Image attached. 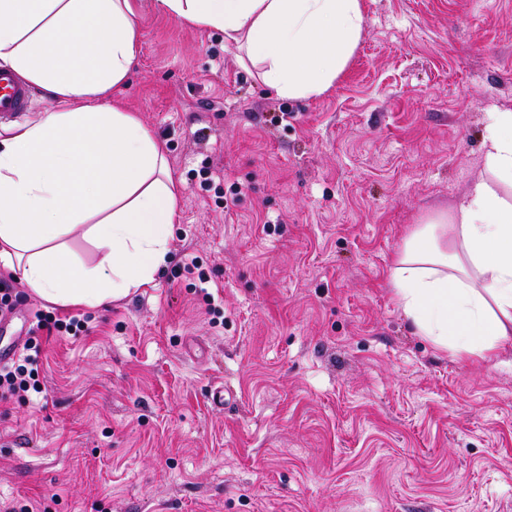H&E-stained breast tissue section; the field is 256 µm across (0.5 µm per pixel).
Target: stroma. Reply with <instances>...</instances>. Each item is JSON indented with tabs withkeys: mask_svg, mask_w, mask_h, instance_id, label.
I'll return each mask as SVG.
<instances>
[{
	"mask_svg": "<svg viewBox=\"0 0 512 512\" xmlns=\"http://www.w3.org/2000/svg\"><path fill=\"white\" fill-rule=\"evenodd\" d=\"M364 15L333 86L288 99L222 32L141 0L116 97L167 149L170 257L57 311L90 330L43 339L41 393L0 400V512H512V350L437 349L390 284L512 110V0ZM17 289L1 347L52 310Z\"/></svg>",
	"mask_w": 512,
	"mask_h": 512,
	"instance_id": "1",
	"label": "stroma"
}]
</instances>
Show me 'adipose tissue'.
<instances>
[{
	"mask_svg": "<svg viewBox=\"0 0 512 512\" xmlns=\"http://www.w3.org/2000/svg\"><path fill=\"white\" fill-rule=\"evenodd\" d=\"M223 32L280 96L327 92L364 33L363 0H158ZM136 0H0V67L52 109L0 129V266L41 300L99 308L148 287L166 263L177 187L163 144L113 101L138 54ZM484 174L405 238L390 269L419 335L466 359L512 345V111L484 136ZM103 249L77 261L78 227Z\"/></svg>",
	"mask_w": 512,
	"mask_h": 512,
	"instance_id": "adipose-tissue-1",
	"label": "adipose tissue"
}]
</instances>
